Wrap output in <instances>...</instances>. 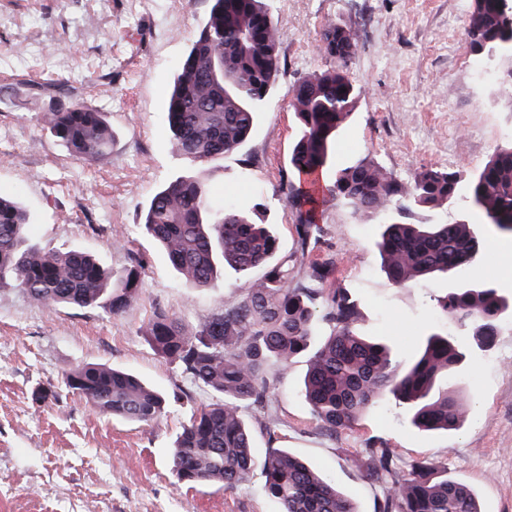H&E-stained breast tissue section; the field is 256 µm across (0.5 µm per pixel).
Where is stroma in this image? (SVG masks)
Returning a JSON list of instances; mask_svg holds the SVG:
<instances>
[{"label":"stroma","instance_id":"1","mask_svg":"<svg viewBox=\"0 0 512 512\" xmlns=\"http://www.w3.org/2000/svg\"><path fill=\"white\" fill-rule=\"evenodd\" d=\"M474 0H269L281 35V70L242 152L210 162L175 155L164 121L177 66L200 31L211 0H0V192L17 196L30 238L46 248L83 249L110 268L131 254L146 260L137 298L121 316L99 308L49 309L17 288H0V512H277L262 473L234 489L186 488L171 469L173 440L193 410L216 395L152 350L141 334L154 306L196 324L245 288L233 271L192 291L140 232L155 192L178 175H204L216 202L234 193L244 209L276 224L296 273L335 259L330 285L361 300L360 333L389 341L411 362L437 329L438 277L396 285L374 246L382 217H358L341 203L319 212L322 235L297 244L298 215L280 188L296 183L289 156L298 135L291 90L327 67L317 50L327 22L351 30L358 49L348 75L361 90L333 166L374 160L402 181L427 167L478 173L512 144V57L477 65L465 25ZM78 99L102 112L112 150L88 164L49 131L44 113ZM484 248L459 273L512 296L504 252L512 236L482 227ZM102 363L129 370L165 393L164 414L149 423L106 417L68 392L65 375ZM306 362L272 367L264 406L243 419L254 452L285 448L336 484L358 512H375L385 480L367 476L364 449L380 441L401 467L428 458L475 493L481 512H512V320L493 346L451 377L468 398L466 421L424 434L384 403L349 428L326 430L303 392ZM49 390L42 401L36 389Z\"/></svg>","mask_w":512,"mask_h":512}]
</instances>
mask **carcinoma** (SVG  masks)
I'll use <instances>...</instances> for the list:
<instances>
[{
    "mask_svg": "<svg viewBox=\"0 0 512 512\" xmlns=\"http://www.w3.org/2000/svg\"><path fill=\"white\" fill-rule=\"evenodd\" d=\"M470 50L489 65L512 56V0H474L466 23ZM281 33L268 0H212L208 17L186 56L166 105L174 151L209 161L240 152L280 75ZM354 34L331 21L318 52L331 62L292 88L299 132L290 155L298 176L316 184L329 164L336 136L354 112L361 90L347 65L357 51ZM47 124L73 156L96 161L112 149V128L102 113L79 101L55 106ZM346 204L357 216L402 214L415 207L465 205L501 234L512 235V147L496 150L476 175L462 168H425L410 182L378 163L360 160L336 170L321 191L296 188L286 201L298 211L297 242L306 248L321 231L316 212L325 199ZM29 216L10 195H0V287H14L49 309L101 308L122 314L138 293L144 258L131 255L120 271L83 250H53L30 242ZM143 233L165 252L188 288H205L229 268L248 288L207 320L188 326L154 308L142 336L161 357L178 364L191 381L221 399L193 411L173 442L172 470L189 487L248 482L256 468L279 512H358L336 486L286 449L263 459L253 453L252 434L239 407L263 403L267 371L306 359L304 396L327 429L354 424L387 400L421 431H452L465 420L467 399L448 381L465 359L494 342L512 301L490 283L456 282L454 276L481 253V234L469 222L410 224L393 219L376 241L381 268L394 284L448 277L439 313L451 329L431 332L419 356L402 368L390 348L362 338L358 296L347 288L326 290L332 259L312 263L301 278L294 258L280 254L273 225L248 218L232 200L214 208L212 188L201 176H180L150 200ZM331 329L316 340L317 323ZM469 336L465 344L457 331ZM66 387L105 416L151 422L166 400L138 376L90 363L67 374ZM367 474L390 486L376 512H481L474 492L430 460L399 467L394 449L371 442L364 449Z\"/></svg>",
    "mask_w": 512,
    "mask_h": 512,
    "instance_id": "cac0c4a2",
    "label": "carcinoma"
}]
</instances>
